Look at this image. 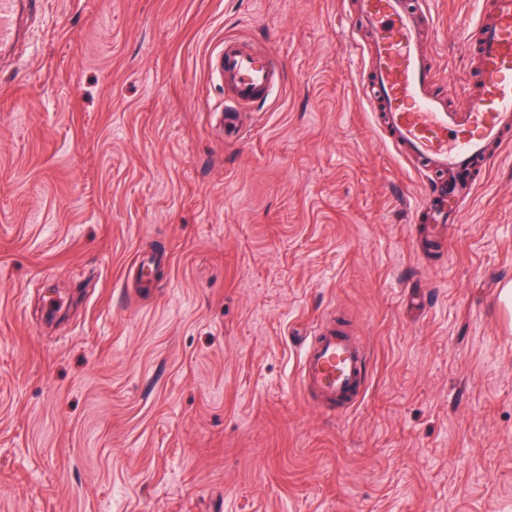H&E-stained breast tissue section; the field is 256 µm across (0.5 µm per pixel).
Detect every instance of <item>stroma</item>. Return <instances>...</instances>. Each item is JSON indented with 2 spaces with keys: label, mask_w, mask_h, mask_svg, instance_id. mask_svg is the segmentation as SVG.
I'll return each instance as SVG.
<instances>
[{
  "label": "stroma",
  "mask_w": 512,
  "mask_h": 512,
  "mask_svg": "<svg viewBox=\"0 0 512 512\" xmlns=\"http://www.w3.org/2000/svg\"><path fill=\"white\" fill-rule=\"evenodd\" d=\"M472 72L487 0H422ZM277 55L224 139L209 53ZM356 0H46L0 58V512H512V145L429 251ZM171 264L126 294L129 267ZM345 318L368 392L298 373ZM370 355L349 326L333 318L318 326L304 350L299 385L322 409L343 413L368 389Z\"/></svg>",
  "instance_id": "1"
}]
</instances>
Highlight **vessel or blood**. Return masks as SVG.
<instances>
[{
    "label": "vessel or blood",
    "instance_id": "obj_1",
    "mask_svg": "<svg viewBox=\"0 0 512 512\" xmlns=\"http://www.w3.org/2000/svg\"><path fill=\"white\" fill-rule=\"evenodd\" d=\"M41 0H0V54L17 40L22 15ZM370 33L366 94L375 123L400 156L437 175L421 206L425 231L452 224L471 197L479 168L495 149L512 143V0H489L480 18L475 75H463L456 97L438 93V72L420 41L429 19L418 0H357ZM209 68L228 95L221 128L237 112L266 102L281 82L270 52L225 38ZM370 355L349 326L333 319L317 327L302 357L299 385L322 409L343 413L368 389Z\"/></svg>",
    "mask_w": 512,
    "mask_h": 512
}]
</instances>
